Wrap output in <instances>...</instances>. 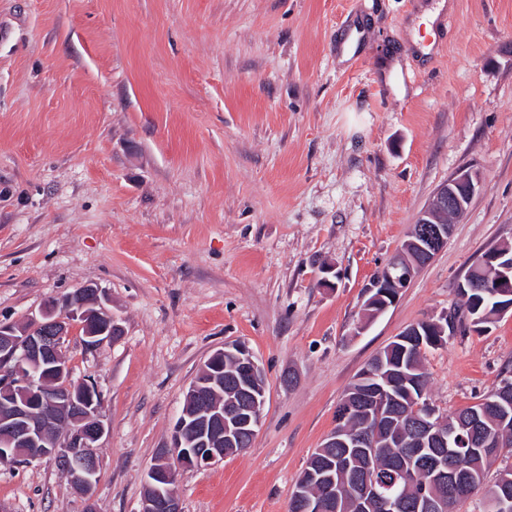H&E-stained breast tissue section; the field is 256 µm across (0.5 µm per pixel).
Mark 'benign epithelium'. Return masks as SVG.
<instances>
[{"instance_id": "7a95c632", "label": "benign epithelium", "mask_w": 512, "mask_h": 512, "mask_svg": "<svg viewBox=\"0 0 512 512\" xmlns=\"http://www.w3.org/2000/svg\"><path fill=\"white\" fill-rule=\"evenodd\" d=\"M479 187V178L461 171L436 191L420 212L414 226L400 248L402 265H389L364 289L365 307H371L368 297L396 302L418 273L445 247L452 224L465 211ZM483 267L498 280L500 294L510 296L505 286L512 283V249L501 247L483 258ZM448 321V311L412 324L401 332L403 336L420 335L419 327L441 326ZM88 327L85 346L98 348L118 338L122 325L109 308L107 296L94 286L82 285L74 291L48 301L39 317L30 323H0V429L9 433L8 441L0 445V466L17 464L12 446L23 449L22 459L51 458L64 467L73 494L85 503V512H95L94 494L100 471L99 442L106 433L105 405L97 386L83 379H73L67 354V341L74 326ZM237 357L244 374L252 383L263 379L261 368L250 350L243 344H229L214 351L200 369L202 378L189 386V395L198 403V410L174 425L171 443L157 451L154 462L145 473L143 512H182L175 492L179 474L186 468H204L219 464L227 457L224 440L235 441L240 426H249L261 418L265 399L252 396L236 410L237 418L224 419L219 409L208 405V387L224 372V353ZM371 405H366L363 429L355 434L342 430L329 434L323 447L336 442L347 448H361L372 429ZM426 435L434 437L442 447H448V431L443 419L433 407L421 410ZM433 469L443 483L461 489L459 471L448 466L442 453L433 460ZM335 487L324 489V496L309 497L301 488L293 494L303 500L304 512H325L324 497ZM355 495L362 503L378 495L374 479L365 475L355 485Z\"/></svg>"}]
</instances>
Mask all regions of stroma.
<instances>
[{"label": "stroma", "mask_w": 512, "mask_h": 512, "mask_svg": "<svg viewBox=\"0 0 512 512\" xmlns=\"http://www.w3.org/2000/svg\"><path fill=\"white\" fill-rule=\"evenodd\" d=\"M466 167L482 184L446 247L354 334L366 284ZM504 242L512 0H0V322L94 285L123 326L68 342L105 404L97 512H140L188 386L235 341L269 388L261 425L176 491L183 512H288L355 375ZM423 364L440 414L480 403L512 314ZM83 509L54 460L0 467V512Z\"/></svg>", "instance_id": "stroma-1"}]
</instances>
